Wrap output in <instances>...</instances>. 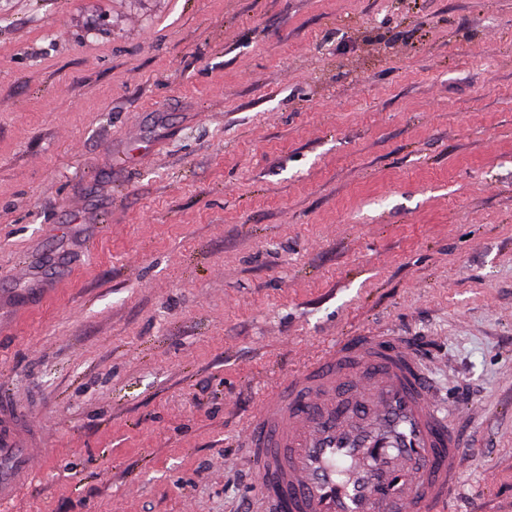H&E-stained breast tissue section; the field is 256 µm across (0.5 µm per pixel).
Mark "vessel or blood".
I'll use <instances>...</instances> for the list:
<instances>
[{
  "label": "vessel or blood",
  "instance_id": "obj_1",
  "mask_svg": "<svg viewBox=\"0 0 512 512\" xmlns=\"http://www.w3.org/2000/svg\"><path fill=\"white\" fill-rule=\"evenodd\" d=\"M265 512H433L447 503L463 442L429 399L399 336L327 348L283 379L250 421ZM41 449L0 402V504L14 500Z\"/></svg>",
  "mask_w": 512,
  "mask_h": 512
}]
</instances>
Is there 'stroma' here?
<instances>
[{
	"label": "stroma",
	"mask_w": 512,
	"mask_h": 512,
	"mask_svg": "<svg viewBox=\"0 0 512 512\" xmlns=\"http://www.w3.org/2000/svg\"><path fill=\"white\" fill-rule=\"evenodd\" d=\"M359 334L512 512V0H0V512H263L246 424ZM26 418L0 402V504L14 500L30 478L43 448L29 447Z\"/></svg>",
	"instance_id": "stroma-1"
}]
</instances>
